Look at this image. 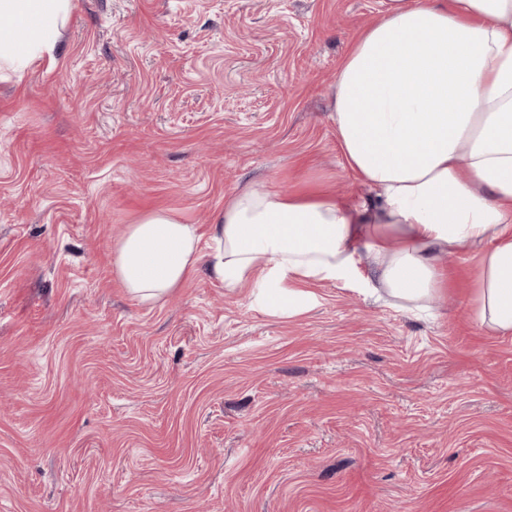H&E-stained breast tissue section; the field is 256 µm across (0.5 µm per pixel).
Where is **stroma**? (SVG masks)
<instances>
[{
    "mask_svg": "<svg viewBox=\"0 0 512 512\" xmlns=\"http://www.w3.org/2000/svg\"><path fill=\"white\" fill-rule=\"evenodd\" d=\"M382 9L73 0L55 63L0 75V512H512V334L469 250L426 313L113 272L146 212L207 240L245 189L355 191L330 87Z\"/></svg>",
    "mask_w": 512,
    "mask_h": 512,
    "instance_id": "stroma-1",
    "label": "stroma"
}]
</instances>
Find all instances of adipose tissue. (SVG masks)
Here are the masks:
<instances>
[{
	"instance_id": "obj_1",
	"label": "adipose tissue",
	"mask_w": 512,
	"mask_h": 512,
	"mask_svg": "<svg viewBox=\"0 0 512 512\" xmlns=\"http://www.w3.org/2000/svg\"><path fill=\"white\" fill-rule=\"evenodd\" d=\"M69 11L70 0H0V69L52 54ZM331 97L347 167L374 199L241 191L214 218L216 278L260 284L288 315L313 286L360 277L419 307L448 285L441 257L467 247L481 255L476 320L512 333V0H388ZM205 258L195 225L154 210L115 244L113 270L153 302Z\"/></svg>"
}]
</instances>
